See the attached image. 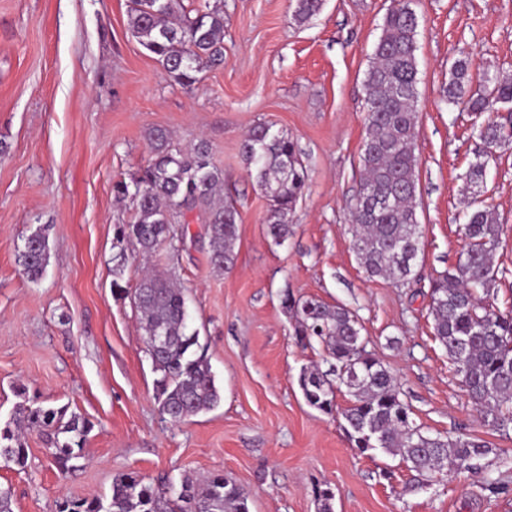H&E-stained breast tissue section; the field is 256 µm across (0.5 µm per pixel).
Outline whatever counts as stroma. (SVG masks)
<instances>
[{"instance_id": "35a3bbf8", "label": "stroma", "mask_w": 512, "mask_h": 512, "mask_svg": "<svg viewBox=\"0 0 512 512\" xmlns=\"http://www.w3.org/2000/svg\"><path fill=\"white\" fill-rule=\"evenodd\" d=\"M224 64L183 89L132 37L128 0H0V426L19 400L69 406L89 420L83 468L60 474L42 436L26 435L25 466L0 461L13 512H56L71 498L110 495L137 473L177 483L232 476L250 512H512V429L478 419L435 341L429 282L468 241L464 175L482 114L448 106L450 65L512 74V0H413L417 32V217L424 247L408 280L366 276L352 249L349 206L361 187L363 82L390 0H325L305 24L294 0H221ZM294 139L308 189L275 239L269 208L240 152L255 125ZM181 147L206 141L239 211L235 261L209 263L204 226L148 261L116 236L130 201L115 181L147 164L148 135ZM497 215L502 277L495 309H512V144L490 161L482 195ZM48 229L36 282L17 262L24 238ZM172 273L216 378L213 409L174 423L155 400L152 362L127 295L141 264ZM315 297L357 315L367 348L396 378L430 433L487 441L477 472L417 471L383 451L359 453L345 422L304 400L301 371L322 362L302 345L286 299Z\"/></svg>"}]
</instances>
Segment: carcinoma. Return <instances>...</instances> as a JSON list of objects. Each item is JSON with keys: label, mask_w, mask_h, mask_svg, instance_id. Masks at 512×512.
Listing matches in <instances>:
<instances>
[{"label": "carcinoma", "mask_w": 512, "mask_h": 512, "mask_svg": "<svg viewBox=\"0 0 512 512\" xmlns=\"http://www.w3.org/2000/svg\"><path fill=\"white\" fill-rule=\"evenodd\" d=\"M293 19L309 21L322 10L324 0H295ZM128 25L132 35L182 87L191 88L206 69L224 64V9L208 3L186 7L183 0H130ZM418 17L411 0H391L382 35L364 79L367 105L365 138L360 156L364 172L361 189L350 207L353 250L370 278L401 280L411 273L423 247L417 218L418 157L415 138L418 106V69L415 52ZM468 57L449 69L448 103L467 99L473 112H485L498 103H512V77L486 74L477 88L469 78ZM480 146L465 174L469 186L483 183L486 165L496 151L512 142V116L479 126ZM148 163L120 180L113 189L130 199L132 221L117 227L142 255L161 247L176 249L181 235L176 225L185 212H197L205 224L210 262L219 271L234 261L238 211L224 192V171L212 160L203 140L191 149L173 144L162 130L151 134ZM242 153L256 183L269 197L265 221L271 234L288 235L286 217L307 188L308 173L297 143L274 133L265 124L254 126L243 139ZM464 232L468 247L442 275L430 282L429 306L433 335L462 378L483 420L499 431L512 424V312H487L483 300L495 295L500 273L494 256L500 245L495 212L474 200ZM45 229L31 232L17 255L26 276L36 281L49 263ZM141 328L168 336L160 350L147 344L158 378L155 400L162 416L181 422L212 409L220 401L211 366L198 352V333L188 331L184 289L155 271L146 272L134 292ZM293 310L294 333L302 342L317 340L333 360L323 371L317 365L303 369L299 387L309 406L326 414L338 413L361 453L380 449L399 455L412 467L432 471L443 466L458 474L491 448L475 437L430 436L410 418L408 406L386 366L362 345L357 317L343 307H331L316 298L298 300ZM358 363L364 377L347 382L343 369ZM346 392V406L336 395ZM92 430L88 420L60 407L16 405L12 423L0 427V459L25 465V432L36 431L54 463L76 471ZM58 512H250L248 497L226 474L186 476L180 489L153 484L138 474L112 482L108 497L65 500Z\"/></svg>", "instance_id": "obj_1"}]
</instances>
